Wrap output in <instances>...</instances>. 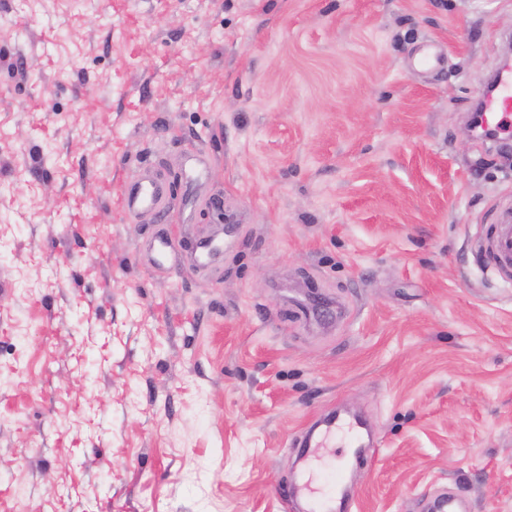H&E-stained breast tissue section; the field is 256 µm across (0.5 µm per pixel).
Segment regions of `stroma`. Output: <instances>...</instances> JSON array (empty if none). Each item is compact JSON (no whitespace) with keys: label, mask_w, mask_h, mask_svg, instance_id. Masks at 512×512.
<instances>
[{"label":"stroma","mask_w":512,"mask_h":512,"mask_svg":"<svg viewBox=\"0 0 512 512\" xmlns=\"http://www.w3.org/2000/svg\"><path fill=\"white\" fill-rule=\"evenodd\" d=\"M511 41L512 0H0V512H296L335 410L353 512H512V139L468 130ZM198 152L223 248L165 274L122 186ZM477 256L503 281L512 282V213L496 224H489L478 245ZM320 426H322V428L317 432L316 436L313 432L301 441L300 445L304 448L305 456L314 455L318 448H329L336 440V432L341 429H346L349 437H355L354 447L365 448L363 444L364 436L361 433L364 424L357 417H345L336 414L323 420L316 429Z\"/></svg>","instance_id":"35a3bbf8"}]
</instances>
